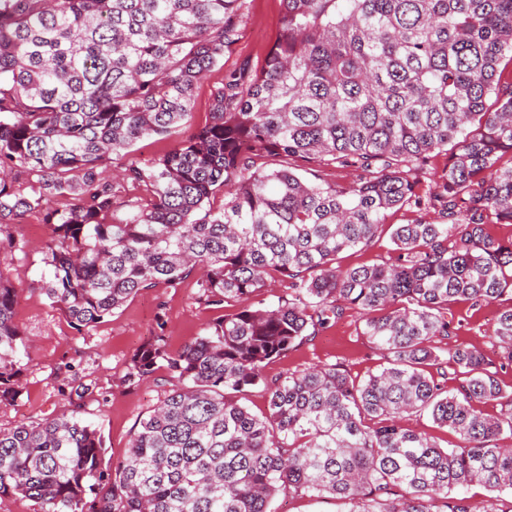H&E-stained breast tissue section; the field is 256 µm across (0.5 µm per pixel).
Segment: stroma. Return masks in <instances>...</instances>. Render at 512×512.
I'll list each match as a JSON object with an SVG mask.
<instances>
[{
    "label": "stroma",
    "mask_w": 512,
    "mask_h": 512,
    "mask_svg": "<svg viewBox=\"0 0 512 512\" xmlns=\"http://www.w3.org/2000/svg\"><path fill=\"white\" fill-rule=\"evenodd\" d=\"M245 26L232 53L196 89L193 124L204 123L210 110L212 92L226 71L241 63L261 68L267 50L276 38L281 15V0H247ZM20 242L16 251H0V274L22 294L16 307V321L30 340L29 360L22 373L23 390L11 406L0 407V427L11 428L33 417L48 418L66 406L64 389L79 383L92 385L83 418L100 430L106 446L105 463L116 465L125 456L133 431L160 402V384L166 370H158L151 380L132 387L125 381L130 356L157 332H165L170 351L180 350L217 318L218 313L198 298L194 279L180 286H163L139 292L111 317L94 327L75 329L66 315L52 307L41 290L45 245L50 229L42 212L24 216L11 226ZM501 302L471 306L454 305L453 320L458 326L449 336V346L476 347L498 364V376L512 386V365L500 361L491 338ZM357 313L347 311L335 325L323 330L288 357L270 363L265 373L275 377L285 370L340 363L351 376L366 377L377 371L380 352L366 337L357 333Z\"/></svg>",
    "instance_id": "1"
}]
</instances>
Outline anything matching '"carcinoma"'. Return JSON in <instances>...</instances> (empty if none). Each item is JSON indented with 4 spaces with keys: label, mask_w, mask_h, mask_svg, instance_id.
Listing matches in <instances>:
<instances>
[{
    "label": "carcinoma",
    "mask_w": 512,
    "mask_h": 512,
    "mask_svg": "<svg viewBox=\"0 0 512 512\" xmlns=\"http://www.w3.org/2000/svg\"><path fill=\"white\" fill-rule=\"evenodd\" d=\"M246 0H0V232L40 211L42 290L76 327L141 291L198 277L224 310L179 351L164 323L125 381L163 367L160 405L126 460L104 464L101 432L72 409L0 429V500L40 512H272L282 492L338 498L349 512H471L460 490L512 492V390L475 347L441 349L449 307L512 297V0H282L264 65L224 75L191 126L199 82L239 40ZM193 130L148 167L117 174L146 204L122 210L102 163L139 140ZM444 172L417 193L434 153ZM278 157L279 168L258 161ZM323 165L358 178L330 184ZM222 196L224 203L214 206ZM438 211L392 224L389 257L340 269L387 211ZM288 293L255 304L266 282ZM23 289L0 275V405L21 394L29 357L15 320ZM357 311L384 365L265 368ZM493 339L512 363V304ZM459 384L447 387L448 370ZM261 387L268 413L241 399ZM499 403L497 416L484 405ZM425 414L458 435L443 448L401 425Z\"/></svg>",
    "instance_id": "1"
}]
</instances>
